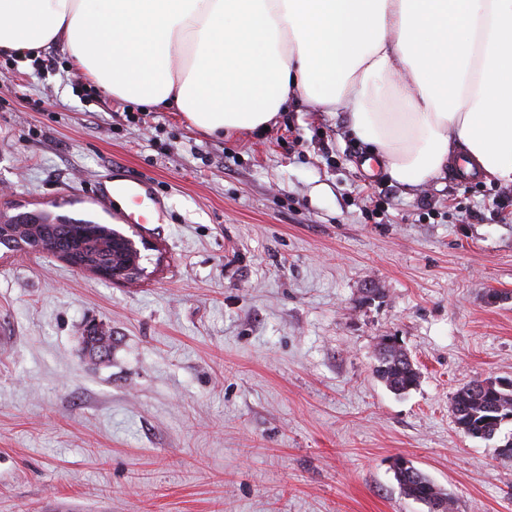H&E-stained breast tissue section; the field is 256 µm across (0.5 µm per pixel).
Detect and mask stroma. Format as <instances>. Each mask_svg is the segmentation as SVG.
I'll list each match as a JSON object with an SVG mask.
<instances>
[{
	"label": "stroma",
	"instance_id": "1",
	"mask_svg": "<svg viewBox=\"0 0 512 512\" xmlns=\"http://www.w3.org/2000/svg\"><path fill=\"white\" fill-rule=\"evenodd\" d=\"M367 150L298 97L214 137L58 47L1 55L0 213L106 224L147 258L112 282L0 248V512H428L399 456L455 512H512V422L474 438L451 412L464 383L512 380V186L410 189ZM114 171L163 196L158 223L100 202ZM383 336L419 369L407 394L372 374ZM395 478L403 494L415 501L426 503L429 512H454V502L443 489L431 481L405 457L393 463Z\"/></svg>",
	"mask_w": 512,
	"mask_h": 512
}]
</instances>
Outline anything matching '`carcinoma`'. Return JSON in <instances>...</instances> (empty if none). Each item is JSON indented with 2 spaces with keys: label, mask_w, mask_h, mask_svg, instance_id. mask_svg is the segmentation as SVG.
<instances>
[{
  "label": "carcinoma",
  "mask_w": 512,
  "mask_h": 512,
  "mask_svg": "<svg viewBox=\"0 0 512 512\" xmlns=\"http://www.w3.org/2000/svg\"><path fill=\"white\" fill-rule=\"evenodd\" d=\"M14 218L20 223L0 227V245L10 248L27 238L40 236L42 249L53 252L61 247L80 256L90 255L87 248L94 241L103 245L98 251L100 261L112 263V257L122 258L128 252L129 237L106 224L47 213L19 212ZM373 372L392 392L405 394L419 382L420 372L414 360L394 336H383L375 350ZM454 423L461 432L475 438H489L505 420H512V382L503 384L492 378L474 379L460 386L453 396ZM395 478L403 494L425 503L430 512H454V502L443 489L418 470L413 463L398 457L393 463Z\"/></svg>",
  "instance_id": "cac0c4a2"
}]
</instances>
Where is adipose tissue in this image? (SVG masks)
Returning <instances> with one entry per match:
<instances>
[{"mask_svg":"<svg viewBox=\"0 0 512 512\" xmlns=\"http://www.w3.org/2000/svg\"><path fill=\"white\" fill-rule=\"evenodd\" d=\"M52 44L105 93L208 135L297 96L346 108L392 180L512 184V0H0V54Z\"/></svg>","mask_w":512,"mask_h":512,"instance_id":"obj_1","label":"adipose tissue"}]
</instances>
